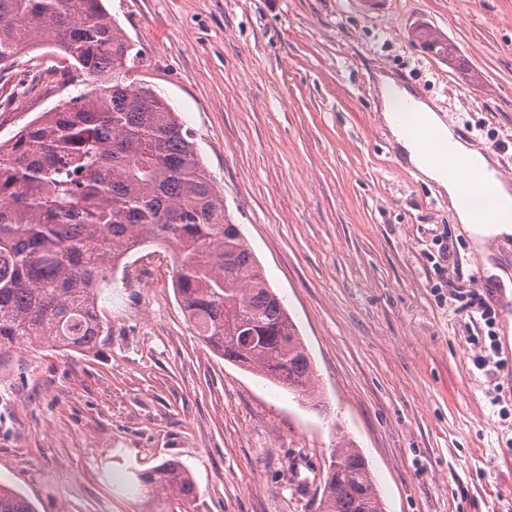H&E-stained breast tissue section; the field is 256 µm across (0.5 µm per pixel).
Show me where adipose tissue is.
Instances as JSON below:
<instances>
[{
    "label": "adipose tissue",
    "instance_id": "ef3b65f1",
    "mask_svg": "<svg viewBox=\"0 0 512 512\" xmlns=\"http://www.w3.org/2000/svg\"><path fill=\"white\" fill-rule=\"evenodd\" d=\"M383 119L402 158L447 194L458 223L476 237L512 234V186L495 177L492 155L452 129L427 102L412 100L409 89L384 75L379 84ZM412 101L428 139L407 132L393 114L402 101ZM446 144L458 162L451 169L431 159L438 144Z\"/></svg>",
    "mask_w": 512,
    "mask_h": 512
}]
</instances>
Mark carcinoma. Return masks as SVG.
<instances>
[{
	"label": "carcinoma",
	"instance_id": "obj_1",
	"mask_svg": "<svg viewBox=\"0 0 512 512\" xmlns=\"http://www.w3.org/2000/svg\"><path fill=\"white\" fill-rule=\"evenodd\" d=\"M412 35L438 56L446 40ZM53 45L92 79L0 142V350L52 343L90 351L105 321L97 299L117 266L148 243L172 250L173 284L196 336L275 385L311 383L296 326L231 223L190 131L151 88L127 78L134 62L102 0H0V69L27 44ZM317 512H386L359 449L338 445ZM133 480L149 512H190L197 486L178 461ZM0 512H35L0 483Z\"/></svg>",
	"mask_w": 512,
	"mask_h": 512
}]
</instances>
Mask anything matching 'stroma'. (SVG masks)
Listing matches in <instances>:
<instances>
[{"label":"stroma","mask_w":512,"mask_h":512,"mask_svg":"<svg viewBox=\"0 0 512 512\" xmlns=\"http://www.w3.org/2000/svg\"><path fill=\"white\" fill-rule=\"evenodd\" d=\"M103 5L132 80L190 128L314 384L289 393L199 340L171 250L148 245L99 299L103 344L0 352V483L36 512H145L131 470L176 459L192 512H316L346 440L386 512H512V236L476 241L400 164L377 89L392 75L512 172V0ZM75 73L24 48L0 73V142L73 96ZM412 35L420 41L424 48L430 50L438 56H444L448 59L452 56V49L448 46L445 39L435 36L427 28H416L412 31Z\"/></svg>","instance_id":"1"}]
</instances>
